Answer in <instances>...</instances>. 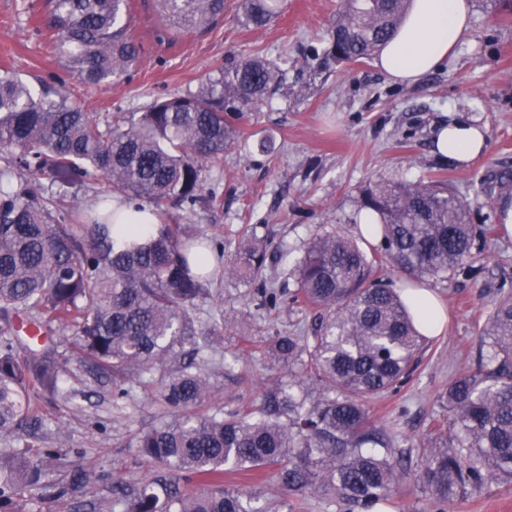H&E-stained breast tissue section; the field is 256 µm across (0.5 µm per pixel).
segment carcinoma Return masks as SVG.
<instances>
[{
    "mask_svg": "<svg viewBox=\"0 0 512 512\" xmlns=\"http://www.w3.org/2000/svg\"><path fill=\"white\" fill-rule=\"evenodd\" d=\"M159 39L205 33L224 0H153ZM410 0H342L324 59L369 60L396 34ZM55 49L91 86L112 84L136 64L129 0H46ZM280 0H243V24L268 26ZM288 62L230 58L195 88L157 98L141 112H87L67 90L34 87L0 71V435L35 419L37 400L67 397L54 322L72 330L71 353L98 379L145 382L161 372L165 419L140 429L131 447L155 465L199 484L194 493L156 479L141 488L115 482L123 512H260L248 493L224 485V472L271 474L289 494L334 495L348 512H371L410 480L444 506L488 483H512V292H493L474 368L439 396L435 447L417 459L398 449L392 431L372 419V401L395 392L417 369L425 338L405 297L376 276L388 264L401 288L462 275L472 278L475 240L496 225L471 224L472 202L490 201L512 180L481 179L473 201L445 180L375 182L360 210L379 216L380 245L368 254L334 230L313 234L288 269L290 294L267 278V245L238 241L224 277L254 288L257 307L277 310L284 296L315 311L307 336L277 334L264 354L288 378L263 390L248 411L203 408L210 390L206 354L223 326H195L208 294L209 255L224 248L169 209L195 204L213 164L240 139L239 122L266 104ZM57 187L42 192L40 178ZM103 179L112 197L158 223H112V213L73 222L59 205L69 189ZM44 459L0 453V512H14L17 491L45 490Z\"/></svg>",
    "mask_w": 512,
    "mask_h": 512,
    "instance_id": "1",
    "label": "carcinoma"
}]
</instances>
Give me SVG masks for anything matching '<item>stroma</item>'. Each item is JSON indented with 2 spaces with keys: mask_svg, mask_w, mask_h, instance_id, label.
Here are the masks:
<instances>
[{
  "mask_svg": "<svg viewBox=\"0 0 512 512\" xmlns=\"http://www.w3.org/2000/svg\"><path fill=\"white\" fill-rule=\"evenodd\" d=\"M339 2L285 0L270 25L253 29L240 21L241 0H224V16L209 32L167 45L157 40L151 0H132L131 27L143 46L141 59L120 82L94 89L51 52L44 0H0V69L33 83L64 80L72 98L90 111L113 113L139 112L155 98L195 87L230 56L287 65L281 90L241 122L239 145L225 150L211 168L204 192L214 196V204H186L173 209L171 218L195 225L230 252L245 227L268 225L271 271L281 287L292 290L294 279L281 275V253L298 259L322 227L358 237L360 195L368 183L440 176L468 197L473 183L490 171H512V0H472L469 39L410 86L391 81L370 60L321 67L318 58ZM454 119L477 121L486 130L484 155L466 169L434 148L438 128ZM476 255L477 279L430 282L448 315L445 328L430 337L401 392L371 405L375 419L395 433L398 447L427 448L440 414L439 393L471 368L492 305L485 282L501 280L512 290V234L500 229L495 244ZM221 316L230 320L223 345L240 361L230 372L222 357L211 361L206 402L231 411L258 403L265 384L285 374L262 354L260 340L308 330L313 316L291 305L266 314L252 288L218 276L194 317L205 329ZM67 369L71 403L39 401L38 421L0 436V448L33 458L57 449L63 461L51 467L47 482L68 483L75 464L90 476L93 495L49 498L29 488L17 496L19 512H93L92 499L113 501L114 479L142 485L157 473L130 446L138 429L163 417L155 385H131L129 397L119 399L111 384L98 383L86 369L73 363ZM239 485L254 492L261 512H342L333 496L288 495L270 480L258 486L243 478ZM447 512H512V484H488Z\"/></svg>",
  "mask_w": 512,
  "mask_h": 512,
  "instance_id": "35a3bbf8",
  "label": "stroma"
}]
</instances>
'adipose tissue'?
Instances as JSON below:
<instances>
[{"label":"adipose tissue","instance_id":"adipose-tissue-1","mask_svg":"<svg viewBox=\"0 0 512 512\" xmlns=\"http://www.w3.org/2000/svg\"><path fill=\"white\" fill-rule=\"evenodd\" d=\"M470 27V0H412L402 25L380 51L375 65L394 82L417 83L453 56L468 38ZM434 141L440 154L463 166L479 158L487 146L485 130L475 122L448 123ZM406 299L422 335L434 336L443 329L447 316L432 291L413 288Z\"/></svg>","mask_w":512,"mask_h":512}]
</instances>
